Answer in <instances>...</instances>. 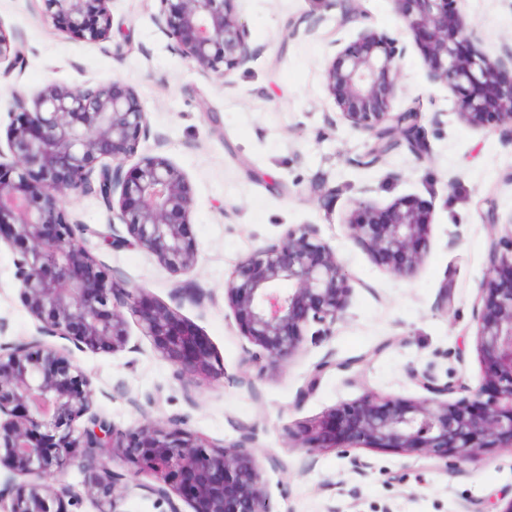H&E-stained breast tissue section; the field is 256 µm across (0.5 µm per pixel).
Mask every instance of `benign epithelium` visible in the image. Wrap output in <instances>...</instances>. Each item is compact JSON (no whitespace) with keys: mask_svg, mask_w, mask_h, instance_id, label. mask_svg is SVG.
<instances>
[{"mask_svg":"<svg viewBox=\"0 0 512 512\" xmlns=\"http://www.w3.org/2000/svg\"><path fill=\"white\" fill-rule=\"evenodd\" d=\"M52 19L71 35L93 42L110 37L111 0H46ZM154 21L174 49L203 75L229 77L255 57L250 33L235 0H154ZM418 45L433 83L456 96L459 118L474 127L494 120L512 124V82L497 79L512 70V50L490 59L476 47L453 0H391ZM334 48L325 69L327 87L351 128L374 139L371 153L407 143L417 157L428 151L418 111L395 112L397 58L406 52L397 36L362 29L356 40ZM21 59L20 47L0 27V64ZM13 121L7 145L12 158L0 165V242L17 254L15 278L24 307L41 322L39 333L83 350L115 353L129 344V318L160 357L198 384L218 374L210 342L176 309L147 300L104 275L77 235L63 207L69 193H93L118 223L104 238L114 249L137 247L174 274L198 257L187 224L193 199L183 171L160 156H147L123 172L147 126L136 91L112 84L69 87L51 82L29 99L12 91ZM492 224L488 269L474 303L476 348L485 366L475 389L412 370L421 397L404 400L368 390L299 432L308 451L336 447L340 437L366 448L416 452L428 459L450 455L472 460L496 446L512 453V216ZM431 213L412 199L378 208L359 198L347 221L349 236L397 277L412 276L424 260ZM285 282L292 288L283 290ZM351 278L329 244L310 224L289 228L276 243L240 260L224 282V294L240 332L258 346L271 367H283L307 338L325 339L343 320ZM334 367L314 365L298 401L316 391ZM89 377L65 349L40 338L0 346V461L10 466L0 494L11 496L9 512H68L65 492L48 480L75 464L86 471L84 491L99 512H120L128 485L107 460L134 466L155 484L135 483L167 505L166 512H273L262 481L254 438L218 444L183 427L176 418L144 420L123 430L92 411ZM83 425H77V422ZM23 481L17 483L14 477Z\"/></svg>","mask_w":512,"mask_h":512,"instance_id":"1","label":"benign epithelium"}]
</instances>
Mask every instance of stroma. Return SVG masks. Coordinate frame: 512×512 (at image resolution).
Segmentation results:
<instances>
[{
    "label": "stroma",
    "mask_w": 512,
    "mask_h": 512,
    "mask_svg": "<svg viewBox=\"0 0 512 512\" xmlns=\"http://www.w3.org/2000/svg\"><path fill=\"white\" fill-rule=\"evenodd\" d=\"M490 58L512 49V0H456ZM256 57L229 77L202 76L172 48L153 21V0H112L107 41L86 42L54 25L44 0H0V26L23 58L0 69V143L12 117V90L36 95L59 81L71 87L105 82L132 87L148 117L135 155L162 156L189 182L188 231L196 265L172 274L147 251L106 245L112 212L93 194L72 193L63 206L85 225L86 247L112 279L144 288L175 305L205 336L223 374L194 387L161 359L138 327L130 349L71 350L95 391L94 412L126 429L142 419L170 418L214 441L250 433L275 512H491L512 495V453L487 449L478 458L429 461L416 453L347 446L308 452L290 430L371 389L403 399L421 395L410 370L477 387L484 364L476 350L473 304L487 270L490 218L512 214V126L463 123L450 88L429 82L421 51L399 59L401 111L420 105L429 146L424 161L407 147L371 160L368 135L342 118L325 79L330 44L371 28L407 36L391 0H359L361 17L346 22L324 0H236ZM380 208L403 198L432 214L423 264L408 278L390 274L348 235L346 223L362 189ZM312 225L336 250L352 279L344 321L320 344H305L289 365L256 374L250 347L224 299V282L254 249L278 242L289 226ZM15 252L0 245V345L37 337L39 322L22 305ZM452 306L443 309L444 283ZM194 288L201 302H174ZM335 366L306 400L297 394L313 366ZM371 462L366 474L352 457Z\"/></svg>",
    "instance_id": "35a3bbf8"
}]
</instances>
